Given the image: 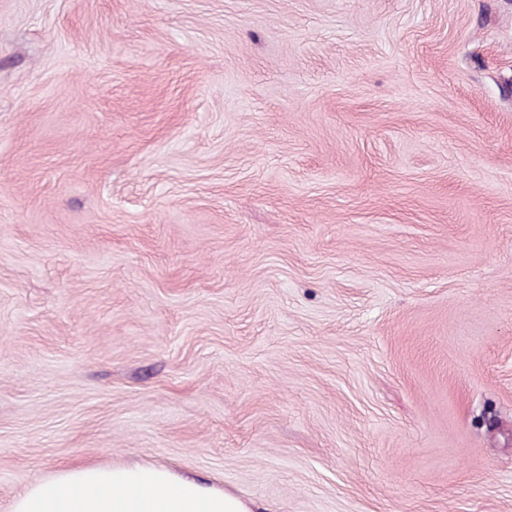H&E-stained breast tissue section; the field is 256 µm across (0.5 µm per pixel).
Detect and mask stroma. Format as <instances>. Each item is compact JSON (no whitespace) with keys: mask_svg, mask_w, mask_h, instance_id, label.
Wrapping results in <instances>:
<instances>
[{"mask_svg":"<svg viewBox=\"0 0 512 512\" xmlns=\"http://www.w3.org/2000/svg\"><path fill=\"white\" fill-rule=\"evenodd\" d=\"M133 462L512 512V0H0V512Z\"/></svg>","mask_w":512,"mask_h":512,"instance_id":"35a3bbf8","label":"stroma"}]
</instances>
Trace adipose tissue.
<instances>
[{
    "instance_id": "obj_1",
    "label": "adipose tissue",
    "mask_w": 512,
    "mask_h": 512,
    "mask_svg": "<svg viewBox=\"0 0 512 512\" xmlns=\"http://www.w3.org/2000/svg\"><path fill=\"white\" fill-rule=\"evenodd\" d=\"M9 512H252L248 501L153 465L70 468L33 485Z\"/></svg>"
}]
</instances>
